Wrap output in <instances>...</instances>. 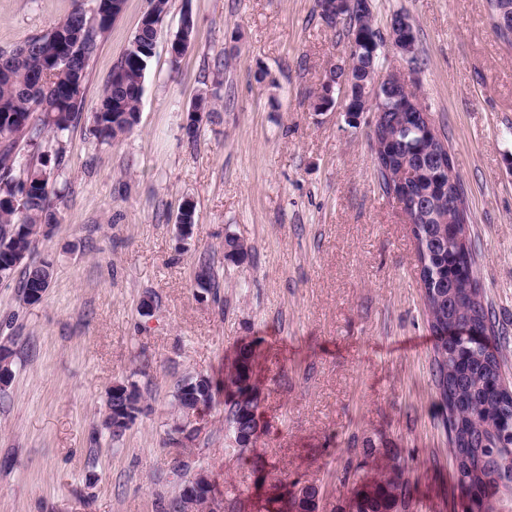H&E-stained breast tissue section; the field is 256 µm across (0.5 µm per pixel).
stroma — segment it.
Masks as SVG:
<instances>
[{
    "mask_svg": "<svg viewBox=\"0 0 512 512\" xmlns=\"http://www.w3.org/2000/svg\"><path fill=\"white\" fill-rule=\"evenodd\" d=\"M149 0H127L90 64L81 120L56 187L61 222L34 260L53 264L40 302L0 281V343L13 379L0 395V512H163L185 484L163 440L177 384L218 374L244 345L261 395L254 451L235 444L224 404L204 415L188 475L256 512L270 485L349 494L348 460L397 452L419 489L416 512H454L459 495L431 364L416 241L378 184L374 115L347 121L313 105L348 61L344 28L315 0H170L143 82L139 123L117 142L89 136L98 99ZM73 0H0V49L63 20ZM190 10L193 47L170 43ZM383 68L397 67L451 148L512 380V46L487 0H371ZM406 15L416 42L390 38ZM264 82H257L258 70ZM221 82L215 122L182 130L198 94ZM196 224L180 243L184 203ZM249 249L224 259V238ZM206 256L217 289L196 283ZM152 299L151 315L140 304ZM136 382L148 405L125 435L102 427L113 385ZM266 467L254 471V455ZM408 20L397 21L391 23V35L394 45L402 53L403 56L412 55L414 52V44L411 43L405 35L408 29V35L411 40L415 41V35L411 26L408 27Z\"/></svg>",
    "mask_w": 512,
    "mask_h": 512,
    "instance_id": "obj_1",
    "label": "stroma"
}]
</instances>
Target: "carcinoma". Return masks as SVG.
<instances>
[{
    "instance_id": "obj_1",
    "label": "carcinoma",
    "mask_w": 512,
    "mask_h": 512,
    "mask_svg": "<svg viewBox=\"0 0 512 512\" xmlns=\"http://www.w3.org/2000/svg\"><path fill=\"white\" fill-rule=\"evenodd\" d=\"M356 16L345 15L351 36V66L345 73L353 102L346 115L355 120L361 82L378 70L380 36L364 0H356ZM113 23L112 14L87 11L74 0L69 14L45 33L28 37L10 50H0V281L21 272V299L32 304L42 298L52 279L51 264L30 257L36 242L60 223L55 175L65 166V144L80 118L86 77L101 41ZM157 32L145 24L137 29L93 115L90 134L110 143L138 124L145 72L154 54ZM391 136L384 154L391 174L410 173L406 194L425 201L417 213L416 239L420 277L428 282L424 296L429 327L435 336L431 380L442 410L457 485L467 489L474 512H512V392L501 386L502 364L492 345V313L485 305L477 276L476 254L466 234L465 214L448 209L444 201L448 177L433 165L432 137L413 112L398 114L397 104L381 117ZM55 143L53 154L43 151L45 140ZM389 174V175H391ZM389 175L377 173L381 190ZM248 247L234 236L224 240V260L243 262ZM196 280L215 287L209 260L198 259ZM255 352L240 348L224 370V378L187 379L174 394L178 406L202 402L209 407L224 394V418L235 443L247 451L256 439L259 406ZM144 398L134 382L112 389L103 427L110 436L113 417H124ZM343 481L354 492L337 512H414L418 487L390 448H366L364 459L347 463ZM318 490L295 488L263 499L264 512H318Z\"/></svg>"
}]
</instances>
